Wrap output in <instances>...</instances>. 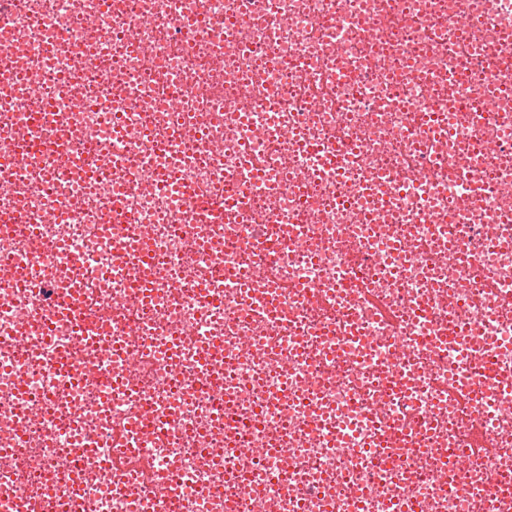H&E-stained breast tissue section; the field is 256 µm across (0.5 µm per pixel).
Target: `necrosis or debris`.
Segmentation results:
<instances>
[{
	"label": "necrosis or debris",
	"instance_id": "obj_1",
	"mask_svg": "<svg viewBox=\"0 0 512 512\" xmlns=\"http://www.w3.org/2000/svg\"><path fill=\"white\" fill-rule=\"evenodd\" d=\"M9 213L0 512H512V0H0Z\"/></svg>",
	"mask_w": 512,
	"mask_h": 512
}]
</instances>
